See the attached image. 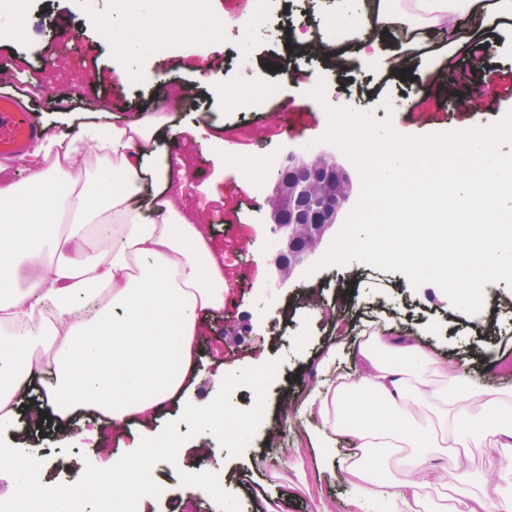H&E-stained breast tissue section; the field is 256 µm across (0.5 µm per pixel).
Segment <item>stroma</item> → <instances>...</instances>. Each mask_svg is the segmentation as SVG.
Returning a JSON list of instances; mask_svg holds the SVG:
<instances>
[{
    "label": "stroma",
    "mask_w": 512,
    "mask_h": 512,
    "mask_svg": "<svg viewBox=\"0 0 512 512\" xmlns=\"http://www.w3.org/2000/svg\"><path fill=\"white\" fill-rule=\"evenodd\" d=\"M342 4L285 0L247 41L237 26L242 0H210L212 15L227 23L222 41L190 36L182 39L173 59L157 46L131 52L129 67L166 76L168 86L194 89L172 112L187 135L176 145L160 142L158 153L183 174L182 203L201 211L202 230L224 267V308L200 330L194 379L186 393L168 401L153 425L127 424L97 444L75 418L65 425L74 438L69 448L51 447L49 428L24 436L7 433L8 444L24 441L55 460L53 469L41 472V480L73 483L86 465L109 468L112 458L135 439L157 436L173 421L179 433L187 434L189 426L181 420L186 405L217 395L226 374L275 360L279 366L267 390L264 420L243 453L231 455L207 432L190 437V445L206 449L205 467L191 459L180 472L159 467L161 493L144 500L145 512H173L184 471L196 469L202 482L192 499L200 512H225L229 505L235 512H254L257 502L271 504L275 512H386L374 500L359 509L353 506L360 492L337 464L354 454L351 436H338L327 450L315 438L317 422L300 429L282 413L283 404L298 401L318 385L317 365L331 344H338L336 362L347 371L365 326L389 325L427 343L440 366L466 353L479 356L473 379L492 389H512V375L501 374L492 361L496 355H512V287L506 282L487 284L481 311L462 319L438 285L427 282L415 288L402 273L356 261L312 273L302 268L287 281L279 279L274 264L279 246L267 203L278 170L291 151L324 149L348 164V157L322 137L329 125L327 106L364 107L356 83L382 84L378 98L366 107L407 137L463 131L476 121L489 126L512 112V20L492 29L459 27L448 47L431 39L407 52L400 37L384 39L367 58L359 53L360 40H346L340 44L344 58L332 73L320 58L287 53L286 33L301 28L324 34L326 21L339 16ZM93 11L113 14L118 24L124 21L122 14L113 13L112 0H27V42L0 39V68L10 70L14 89L41 125L71 137L100 116L135 121L155 104L153 85L132 84L112 72L111 39L85 21ZM402 57L410 67L403 76L393 70ZM261 67L271 71L275 89L272 100L256 112L226 110L220 95L204 82L212 76L224 88L247 91ZM296 69L328 77L325 105H311L305 89L290 78ZM489 73L496 77V94L487 98L486 111L476 116L457 107L462 96L482 88ZM409 99L419 102L418 112L410 115L403 110ZM218 130L229 148L215 145ZM245 156L263 170L260 182L245 175Z\"/></svg>",
    "instance_id": "stroma-1"
}]
</instances>
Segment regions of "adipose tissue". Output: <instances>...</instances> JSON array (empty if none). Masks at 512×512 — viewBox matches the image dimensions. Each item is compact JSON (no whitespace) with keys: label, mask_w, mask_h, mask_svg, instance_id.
Listing matches in <instances>:
<instances>
[{"label":"adipose tissue","mask_w":512,"mask_h":512,"mask_svg":"<svg viewBox=\"0 0 512 512\" xmlns=\"http://www.w3.org/2000/svg\"><path fill=\"white\" fill-rule=\"evenodd\" d=\"M353 27L378 33L414 21L445 38L466 16L482 27L512 19V0H361ZM221 21L197 5L186 15L176 0H152L112 34L113 66L128 49L163 34L217 35ZM171 117L154 113L125 124L90 123L63 142L49 132L23 183L0 186V432L14 430L17 394L42 376L54 380L28 409L32 427L80 410L118 427L156 422L164 404L192 375L195 341L207 316L224 307V270L194 216L179 206L168 163H154L160 139L182 135ZM77 196L70 222L62 213ZM49 255L34 281L20 286L24 264ZM39 359H31L34 348ZM356 377L339 372L336 350L320 362L322 383L308 391L297 418H317L320 439L357 441L342 469L362 495L414 502L431 512L433 491H449L448 512H512V487L473 492L464 449L489 444L512 454V391L486 388L463 357L440 381L426 372L436 360L426 345L388 328L373 329L354 357ZM439 409L438 424L419 418Z\"/></svg>","instance_id":"obj_1"}]
</instances>
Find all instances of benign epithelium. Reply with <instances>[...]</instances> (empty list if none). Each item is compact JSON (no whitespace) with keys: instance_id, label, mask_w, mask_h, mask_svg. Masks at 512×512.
Wrapping results in <instances>:
<instances>
[{"instance_id":"obj_1","label":"benign epithelium","mask_w":512,"mask_h":512,"mask_svg":"<svg viewBox=\"0 0 512 512\" xmlns=\"http://www.w3.org/2000/svg\"><path fill=\"white\" fill-rule=\"evenodd\" d=\"M268 199L272 231L281 240L282 272L290 274L316 253L355 193L352 176L324 151L288 154Z\"/></svg>"}]
</instances>
